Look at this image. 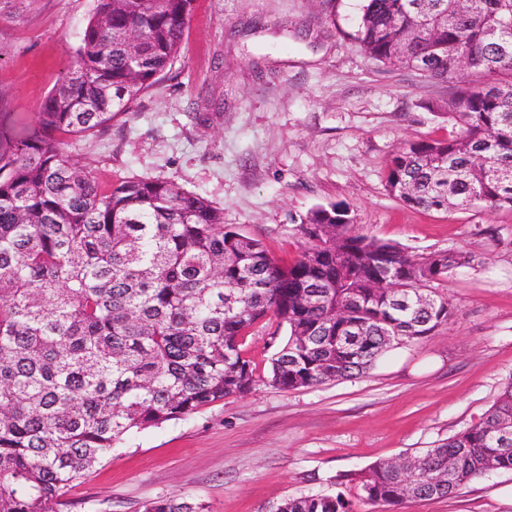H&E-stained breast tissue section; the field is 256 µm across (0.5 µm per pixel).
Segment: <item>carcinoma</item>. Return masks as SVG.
Instances as JSON below:
<instances>
[{"instance_id": "cac0c4a2", "label": "carcinoma", "mask_w": 512, "mask_h": 512, "mask_svg": "<svg viewBox=\"0 0 512 512\" xmlns=\"http://www.w3.org/2000/svg\"><path fill=\"white\" fill-rule=\"evenodd\" d=\"M191 3L97 0L76 66L35 120L0 124V512H65V490L131 431L249 393L243 342L265 321L288 329L271 358L279 390L368 372L448 323L453 308L436 287L475 262L370 239L333 206L305 219L325 235L281 264L172 181L103 184L68 159L60 136L111 127L172 66ZM356 40L385 66L466 75L448 100L457 133L401 146L390 194L424 210L512 209V0H363ZM387 279L396 287L376 290ZM506 416L511 381L477 423L411 455L415 468L382 461L349 481L388 512L451 497L512 470V437L492 439ZM143 512L204 508L169 496ZM267 512L355 510L341 492H315Z\"/></svg>"}]
</instances>
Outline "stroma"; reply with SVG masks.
Instances as JSON below:
<instances>
[{
    "instance_id": "obj_1",
    "label": "stroma",
    "mask_w": 512,
    "mask_h": 512,
    "mask_svg": "<svg viewBox=\"0 0 512 512\" xmlns=\"http://www.w3.org/2000/svg\"><path fill=\"white\" fill-rule=\"evenodd\" d=\"M360 5L193 0L172 67L111 127L66 137L62 150L103 182L158 178L201 195L285 263L306 245L302 218L335 204L359 234L409 253L470 252L475 265L446 286L452 318L366 374L290 391L266 381L286 330H259L246 341L251 393L132 432L67 489L72 512H143L174 495L204 512H268L318 491L381 512L337 476L436 447L512 381V210L436 213L388 193L399 146L455 134L437 111L454 86L371 59L354 38ZM95 7L0 0V113L32 119L73 69ZM404 512H512V470Z\"/></svg>"
}]
</instances>
